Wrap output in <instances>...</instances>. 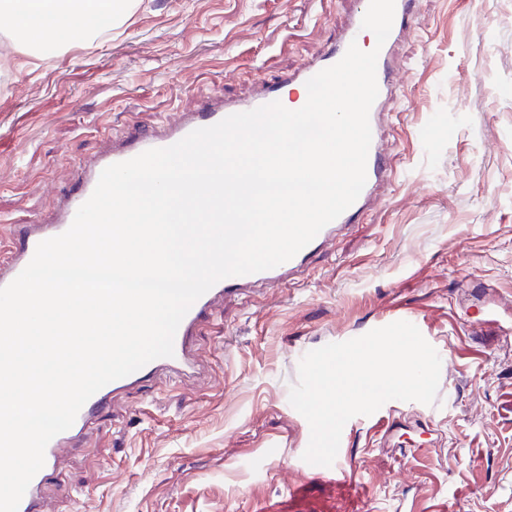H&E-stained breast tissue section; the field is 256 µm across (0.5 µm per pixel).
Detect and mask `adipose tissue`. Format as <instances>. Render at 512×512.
I'll return each instance as SVG.
<instances>
[{
  "instance_id": "1",
  "label": "adipose tissue",
  "mask_w": 512,
  "mask_h": 512,
  "mask_svg": "<svg viewBox=\"0 0 512 512\" xmlns=\"http://www.w3.org/2000/svg\"><path fill=\"white\" fill-rule=\"evenodd\" d=\"M79 9L69 10L63 0H0V18L8 19L13 32L28 46L47 44L52 32L70 27L84 34L98 31L101 23L125 16L132 0H81Z\"/></svg>"
}]
</instances>
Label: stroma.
I'll return each mask as SVG.
<instances>
[{"label":"stroma","mask_w":512,"mask_h":512,"mask_svg":"<svg viewBox=\"0 0 512 512\" xmlns=\"http://www.w3.org/2000/svg\"><path fill=\"white\" fill-rule=\"evenodd\" d=\"M356 0H137L40 59L0 29V238L50 218L108 137L252 97L317 59ZM384 110L378 201L279 288L218 302L198 382L113 402L62 462L54 512H352L304 465L289 402L309 351L404 318L441 358L435 404L392 400L347 423L363 512H512V0H416ZM281 454H263L266 441Z\"/></svg>","instance_id":"stroma-1"}]
</instances>
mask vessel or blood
<instances>
[{
    "label": "vessel or blood",
    "mask_w": 512,
    "mask_h": 512,
    "mask_svg": "<svg viewBox=\"0 0 512 512\" xmlns=\"http://www.w3.org/2000/svg\"><path fill=\"white\" fill-rule=\"evenodd\" d=\"M368 5L369 0H360L347 28L319 59L303 64L277 83L264 86L252 98L234 102L212 101L196 112L171 114L159 127L131 131L121 139L112 141L94 162L81 164L75 191L64 196L51 221L44 222L31 217L16 224L10 246L0 249V287L10 284L28 265L39 242L60 235L70 227L78 208L92 195L99 176L106 167L131 159L151 148L170 146L194 129L214 125L229 115L250 111L276 100L285 101L287 89H304L308 79L340 61L350 43L360 39L361 23ZM412 8L413 0H395L391 38L385 41L378 55L376 80L379 99L373 103L369 113L372 140L366 165L367 181L356 201L337 219L327 224L290 260L263 272L228 277L217 282L191 306L181 321L174 338L173 356L152 360L136 372L108 383L91 396L80 409L72 427L48 443L45 464L31 480L18 512H49L45 489L51 475L59 467L64 454L72 451L76 441L95 424L98 412L107 408L116 396L139 388L148 378L166 377L182 381L200 374L201 357L195 347L194 338L218 300L231 298L258 286L277 288L301 277L310 259L322 251L338 232L346 230L355 216L376 200L378 191L388 176L382 144L381 100L386 97L392 82V39L403 29ZM309 471L314 478L349 492L352 498H359L362 493L361 487L356 483L343 479L341 469L313 465Z\"/></svg>",
    "instance_id": "obj_1"
}]
</instances>
